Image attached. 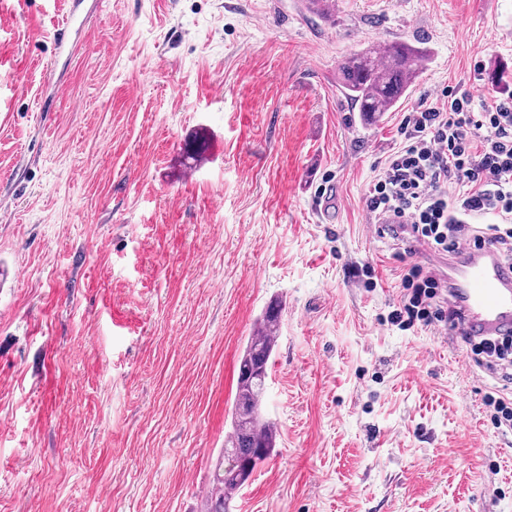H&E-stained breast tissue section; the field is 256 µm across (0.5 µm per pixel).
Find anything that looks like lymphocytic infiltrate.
I'll return each mask as SVG.
<instances>
[{
	"label": "lymphocytic infiltrate",
	"mask_w": 512,
	"mask_h": 512,
	"mask_svg": "<svg viewBox=\"0 0 512 512\" xmlns=\"http://www.w3.org/2000/svg\"><path fill=\"white\" fill-rule=\"evenodd\" d=\"M470 91L449 92L443 104L422 105L401 123L404 145L371 181L365 205L383 233L420 241L435 253L491 245L512 268V97L472 109ZM394 315L402 327L447 324L437 304L442 282L413 265L401 276ZM470 359L512 385V333L471 342Z\"/></svg>",
	"instance_id": "f902f5d3"
}]
</instances>
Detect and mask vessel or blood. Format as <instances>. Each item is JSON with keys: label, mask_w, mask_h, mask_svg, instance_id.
<instances>
[{"label": "vessel or blood", "mask_w": 512, "mask_h": 512, "mask_svg": "<svg viewBox=\"0 0 512 512\" xmlns=\"http://www.w3.org/2000/svg\"><path fill=\"white\" fill-rule=\"evenodd\" d=\"M448 302L459 312V325L471 336L512 331V270L488 249L465 245L451 256Z\"/></svg>", "instance_id": "1"}]
</instances>
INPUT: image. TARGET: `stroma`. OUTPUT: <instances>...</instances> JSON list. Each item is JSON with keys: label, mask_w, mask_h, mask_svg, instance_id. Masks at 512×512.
Returning <instances> with one entry per match:
<instances>
[{"label": "stroma", "mask_w": 512, "mask_h": 512, "mask_svg": "<svg viewBox=\"0 0 512 512\" xmlns=\"http://www.w3.org/2000/svg\"><path fill=\"white\" fill-rule=\"evenodd\" d=\"M0 0V512H200L238 358L280 301L277 426L231 512H512V429L444 327L390 318L424 245L376 233L405 113L512 85V0ZM426 47L361 125L347 54ZM195 174H188V167ZM334 184L335 222L322 216ZM486 405L493 409L490 414V420L494 428H501L502 426H508L512 428V409L509 405L511 402H507L503 397H496L493 394H487Z\"/></svg>", "instance_id": "35a3bbf8"}]
</instances>
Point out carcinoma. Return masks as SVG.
Listing matches in <instances>:
<instances>
[{
  "label": "carcinoma",
  "instance_id": "obj_1",
  "mask_svg": "<svg viewBox=\"0 0 512 512\" xmlns=\"http://www.w3.org/2000/svg\"><path fill=\"white\" fill-rule=\"evenodd\" d=\"M427 58L426 49L406 42L369 46L342 60L340 91L359 112L362 124H375L414 86ZM278 318V306H268L239 358L231 431L202 512H229L234 495L276 448L277 432L262 416L261 407L275 350V339L268 329L276 325Z\"/></svg>",
  "mask_w": 512,
  "mask_h": 512
}]
</instances>
